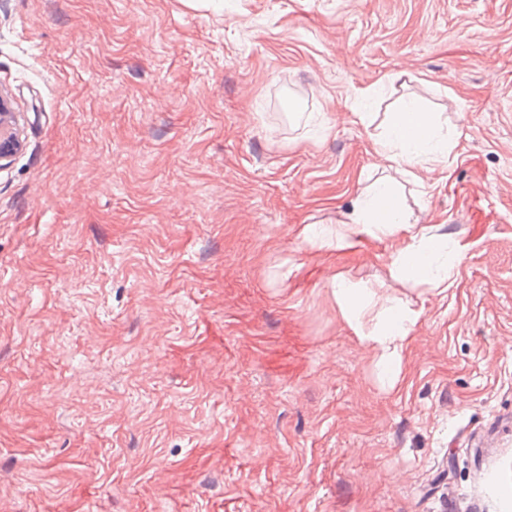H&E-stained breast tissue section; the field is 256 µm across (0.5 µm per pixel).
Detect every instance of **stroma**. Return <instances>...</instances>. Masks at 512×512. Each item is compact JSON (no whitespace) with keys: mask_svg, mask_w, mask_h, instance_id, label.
Instances as JSON below:
<instances>
[{"mask_svg":"<svg viewBox=\"0 0 512 512\" xmlns=\"http://www.w3.org/2000/svg\"><path fill=\"white\" fill-rule=\"evenodd\" d=\"M0 92V512H512V0H0ZM409 98L442 294L302 235ZM337 279L420 310L395 386ZM19 138V115L13 112L9 101L0 92V170L17 153ZM6 161V163H2Z\"/></svg>","mask_w":512,"mask_h":512,"instance_id":"obj_1","label":"stroma"}]
</instances>
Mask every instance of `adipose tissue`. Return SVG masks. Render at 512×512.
Listing matches in <instances>:
<instances>
[{
  "label": "adipose tissue",
  "instance_id": "adipose-tissue-1",
  "mask_svg": "<svg viewBox=\"0 0 512 512\" xmlns=\"http://www.w3.org/2000/svg\"><path fill=\"white\" fill-rule=\"evenodd\" d=\"M447 144L437 140L431 117L419 111L413 103H405L396 113L388 136L379 144L378 154L389 169L410 171L420 166L434 170L444 164ZM307 239L323 248L353 247L363 237L404 234L408 245L391 264L396 277L413 275L419 284L445 292L456 279V265L451 253H462L461 244H448L420 238L413 233L409 217L402 209L390 178L373 182L356 200L351 222L338 225L333 231H315L306 226ZM341 313L359 340L371 346L379 355L389 379H397L401 370L402 353L410 334L421 316L419 310L405 305L386 309L385 320L366 325L363 319L368 299L375 295L369 288H356L337 282L334 290Z\"/></svg>",
  "mask_w": 512,
  "mask_h": 512
}]
</instances>
